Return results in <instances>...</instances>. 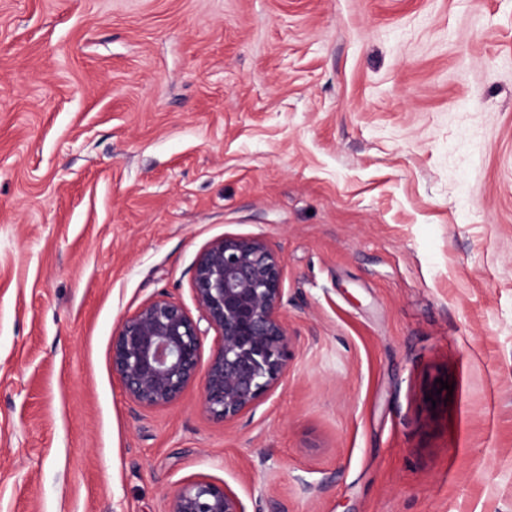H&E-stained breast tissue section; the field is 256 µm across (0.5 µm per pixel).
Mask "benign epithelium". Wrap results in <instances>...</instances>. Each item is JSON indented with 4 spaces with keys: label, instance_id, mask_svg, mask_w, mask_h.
Segmentation results:
<instances>
[{
    "label": "benign epithelium",
    "instance_id": "obj_1",
    "mask_svg": "<svg viewBox=\"0 0 512 512\" xmlns=\"http://www.w3.org/2000/svg\"><path fill=\"white\" fill-rule=\"evenodd\" d=\"M192 286L200 318L163 296L151 300L119 324L112 368L125 394L142 408L175 402L199 379L203 409L233 422L288 372L284 261L263 238L226 236L198 256ZM210 330L218 344L205 363L203 338ZM169 512L248 510L230 487L201 478L179 488Z\"/></svg>",
    "mask_w": 512,
    "mask_h": 512
}]
</instances>
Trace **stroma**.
Masks as SVG:
<instances>
[{
    "label": "stroma",
    "mask_w": 512,
    "mask_h": 512,
    "mask_svg": "<svg viewBox=\"0 0 512 512\" xmlns=\"http://www.w3.org/2000/svg\"><path fill=\"white\" fill-rule=\"evenodd\" d=\"M227 235L284 260L286 377L137 406L115 330ZM198 478L512 512V0H0V512Z\"/></svg>",
    "instance_id": "stroma-1"
}]
</instances>
